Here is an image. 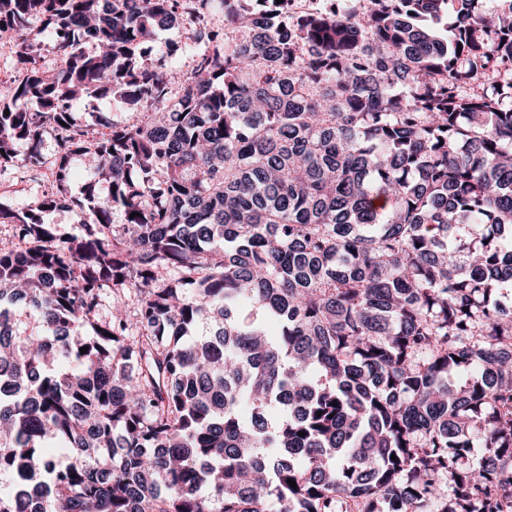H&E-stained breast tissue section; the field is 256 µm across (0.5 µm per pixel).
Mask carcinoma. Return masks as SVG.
<instances>
[{
  "instance_id": "1",
  "label": "carcinoma",
  "mask_w": 512,
  "mask_h": 512,
  "mask_svg": "<svg viewBox=\"0 0 512 512\" xmlns=\"http://www.w3.org/2000/svg\"><path fill=\"white\" fill-rule=\"evenodd\" d=\"M333 2L0 0V512H512V0ZM13 50L7 44L0 43V93L5 91L17 79ZM72 112L78 122L84 126L95 125L98 123V117H102L109 123H112V120L133 122L135 119L134 115L127 113L132 111L115 108L107 98L82 100L74 106ZM54 174L46 162L37 175L15 169L0 177V201L12 207H23L40 200L51 190ZM46 224H57L64 231L71 234H78L80 232L79 216L75 210L59 209L47 212L43 215Z\"/></svg>"
}]
</instances>
